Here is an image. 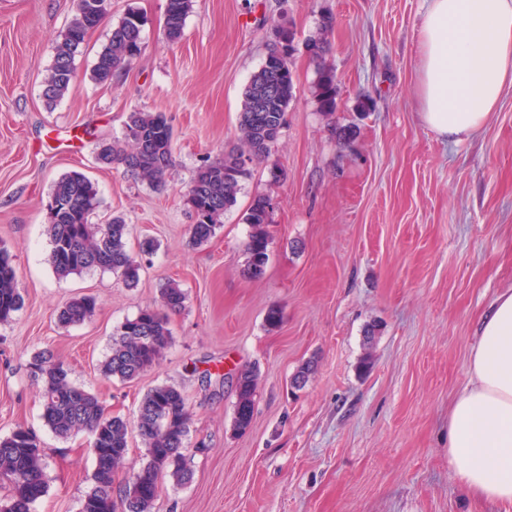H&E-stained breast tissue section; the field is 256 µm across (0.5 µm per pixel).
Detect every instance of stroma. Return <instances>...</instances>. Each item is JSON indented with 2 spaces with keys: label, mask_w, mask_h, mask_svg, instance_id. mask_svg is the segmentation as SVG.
I'll use <instances>...</instances> for the list:
<instances>
[{
  "label": "stroma",
  "mask_w": 512,
  "mask_h": 512,
  "mask_svg": "<svg viewBox=\"0 0 512 512\" xmlns=\"http://www.w3.org/2000/svg\"><path fill=\"white\" fill-rule=\"evenodd\" d=\"M426 0H193L182 37L167 39L166 0H109L77 54L75 89L54 105L43 80L74 14L73 0H0V246L25 303L0 322V439L33 431L47 493L34 512H80L95 468L86 433L57 436L43 419L32 356L51 350L107 414L134 419L157 385L188 399L192 479L164 482L151 512H512L475 500L448 466V409L468 380L482 316L512 288V86L475 134L455 142L427 127L417 92ZM143 18L142 51L112 79L91 78L112 27ZM333 23L327 61L338 107L318 109L317 63L304 43ZM296 31V97L281 137L254 164L214 237L195 247L188 189L236 144L243 92L276 23ZM371 98L370 111L357 110ZM160 112L174 133L167 191L102 164L129 113ZM357 125L352 144L335 127ZM80 172L97 190L90 223L122 216L143 270L127 287L108 270L59 276L48 261L47 202ZM275 204L263 275L245 278L243 217L252 198ZM153 240L145 252V240ZM179 284L184 309L139 379L105 377L113 337L159 290ZM94 297L91 318L56 311ZM283 312L269 328L270 307ZM377 326L372 345L364 332ZM369 371L360 372L363 357ZM316 369L300 390L293 374ZM257 374L254 416L234 429L236 394L221 374Z\"/></svg>",
  "instance_id": "35a3bbf8"
}]
</instances>
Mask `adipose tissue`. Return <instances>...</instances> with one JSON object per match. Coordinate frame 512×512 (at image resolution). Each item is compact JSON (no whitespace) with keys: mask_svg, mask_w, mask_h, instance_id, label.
<instances>
[{"mask_svg":"<svg viewBox=\"0 0 512 512\" xmlns=\"http://www.w3.org/2000/svg\"><path fill=\"white\" fill-rule=\"evenodd\" d=\"M423 122L461 140L512 86V0H427L419 28ZM469 379L448 411V463L460 484L512 503V289L482 319Z\"/></svg>","mask_w":512,"mask_h":512,"instance_id":"ef3b65f1","label":"adipose tissue"}]
</instances>
